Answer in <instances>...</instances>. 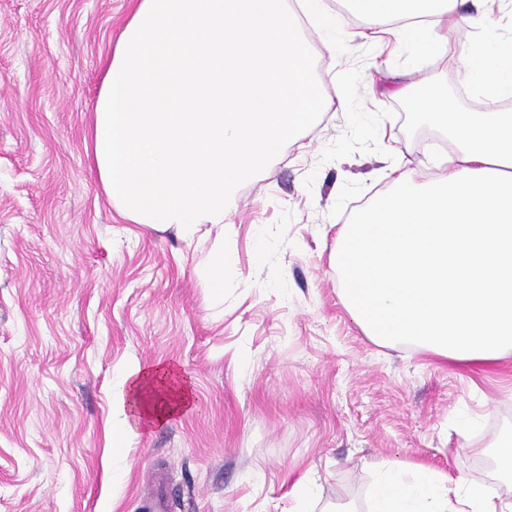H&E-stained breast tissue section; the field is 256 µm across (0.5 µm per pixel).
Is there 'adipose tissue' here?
Returning a JSON list of instances; mask_svg holds the SVG:
<instances>
[{
  "label": "adipose tissue",
  "instance_id": "ef3b65f1",
  "mask_svg": "<svg viewBox=\"0 0 512 512\" xmlns=\"http://www.w3.org/2000/svg\"><path fill=\"white\" fill-rule=\"evenodd\" d=\"M466 0H350L378 52L438 56L458 43ZM336 27L331 0H131L102 66L91 165L123 218L195 238L223 226L238 188L333 101L305 23ZM462 47L460 76L480 97L512 99V36L485 22ZM413 107L456 146L425 184L393 170L392 191L343 225L335 265L368 335L459 362H494L512 345V108L481 117L441 94ZM192 389L171 364L122 369L112 445L177 415ZM371 512H512V496L415 467L381 470Z\"/></svg>",
  "mask_w": 512,
  "mask_h": 512
}]
</instances>
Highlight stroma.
<instances>
[{"instance_id": "stroma-1", "label": "stroma", "mask_w": 512, "mask_h": 512, "mask_svg": "<svg viewBox=\"0 0 512 512\" xmlns=\"http://www.w3.org/2000/svg\"><path fill=\"white\" fill-rule=\"evenodd\" d=\"M130 0H0V512H140L166 471L178 512H368L384 466L427 464L502 495L490 459L512 436V356L467 366L368 336L332 266L357 204L415 181L452 143L410 128L370 82L405 71L465 93L456 51L376 55L317 45L333 107L243 183L224 225V291L204 276L213 234L186 240L121 217L86 147L101 62ZM178 364L193 403L113 448L112 385L130 363Z\"/></svg>"}]
</instances>
